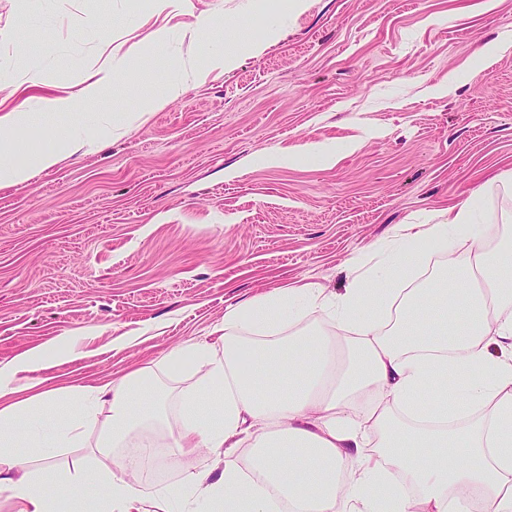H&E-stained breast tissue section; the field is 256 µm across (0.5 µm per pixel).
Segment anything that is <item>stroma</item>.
<instances>
[{"instance_id":"35a3bbf8","label":"stroma","mask_w":512,"mask_h":512,"mask_svg":"<svg viewBox=\"0 0 512 512\" xmlns=\"http://www.w3.org/2000/svg\"><path fill=\"white\" fill-rule=\"evenodd\" d=\"M150 2L0 0V99L22 67L61 95L128 54L136 73L85 121L158 102L121 139L101 129L96 150L0 188V366L46 344L43 389L149 367L173 397L191 373L166 356L228 307L343 291L396 226L439 223L472 192L483 223H512V0H190L236 62L174 99L191 33Z\"/></svg>"}]
</instances>
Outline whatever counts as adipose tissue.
Masks as SVG:
<instances>
[{
  "label": "adipose tissue",
  "mask_w": 512,
  "mask_h": 512,
  "mask_svg": "<svg viewBox=\"0 0 512 512\" xmlns=\"http://www.w3.org/2000/svg\"><path fill=\"white\" fill-rule=\"evenodd\" d=\"M156 14H192L188 0H152ZM195 48L173 62L165 94L234 64L215 47L209 17L192 14ZM135 61L105 59L65 96L0 101V135L64 141L33 163L0 159V188L20 186L65 155L96 148L99 125L82 113ZM66 115L68 127H31ZM474 193L439 224H401L355 259L343 292L276 288L228 307L214 341L171 351L170 364L196 380L169 418L147 368L121 382L45 390L18 399L15 376L45 363L35 348L0 368V493L14 512H74L87 486L101 512H512V226L478 221ZM439 250L440 270L415 276L417 243ZM325 321L305 325L309 312ZM454 396L465 414L439 425L426 397ZM112 412V447L147 430L166 431L174 455L205 454L203 468L145 495L129 475L75 465L53 453L82 443ZM31 449L38 467L19 454Z\"/></svg>",
  "instance_id": "ef3b65f1"
}]
</instances>
